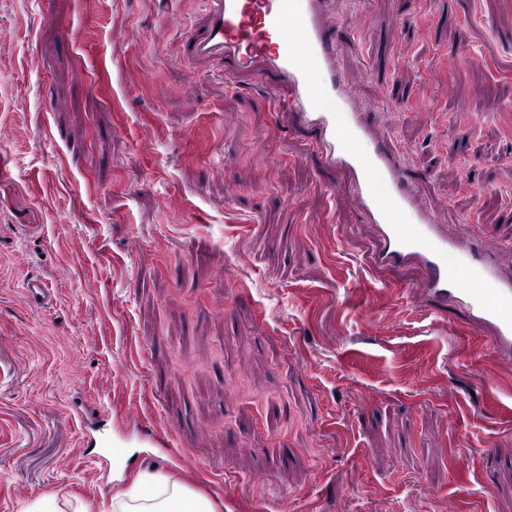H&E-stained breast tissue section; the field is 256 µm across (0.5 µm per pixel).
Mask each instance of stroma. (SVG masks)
I'll return each instance as SVG.
<instances>
[{"label":"stroma","instance_id":"obj_1","mask_svg":"<svg viewBox=\"0 0 512 512\" xmlns=\"http://www.w3.org/2000/svg\"><path fill=\"white\" fill-rule=\"evenodd\" d=\"M204 0H0V512L143 469L234 512H512V386L376 269L348 179L271 73L194 65ZM338 69L446 224L512 236V0H329ZM196 78L180 92L188 71ZM44 279L55 304H27ZM138 406L196 460L80 451ZM109 459L117 480L92 473Z\"/></svg>","mask_w":512,"mask_h":512}]
</instances>
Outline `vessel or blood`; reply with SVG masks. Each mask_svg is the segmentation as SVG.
I'll list each match as a JSON object with an SVG mask.
<instances>
[{
	"label": "vessel or blood",
	"instance_id": "b4317fda",
	"mask_svg": "<svg viewBox=\"0 0 512 512\" xmlns=\"http://www.w3.org/2000/svg\"><path fill=\"white\" fill-rule=\"evenodd\" d=\"M326 0H205L202 27L184 42L187 56L202 63L232 62L242 70L275 73L292 94L295 123L314 128L324 163L347 173L379 241V268L411 266L419 279L406 293L415 304H454L485 336L512 382V241L471 226L461 237L425 206L406 177L402 154L384 145L380 127L368 125L349 82L336 72L339 43ZM25 299L53 301L45 282L29 278Z\"/></svg>",
	"mask_w": 512,
	"mask_h": 512
}]
</instances>
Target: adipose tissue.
Segmentation results:
<instances>
[{
	"mask_svg": "<svg viewBox=\"0 0 512 512\" xmlns=\"http://www.w3.org/2000/svg\"><path fill=\"white\" fill-rule=\"evenodd\" d=\"M108 512H216V506L182 483L142 471L113 496Z\"/></svg>",
	"mask_w": 512,
	"mask_h": 512,
	"instance_id": "adipose-tissue-1",
	"label": "adipose tissue"
}]
</instances>
